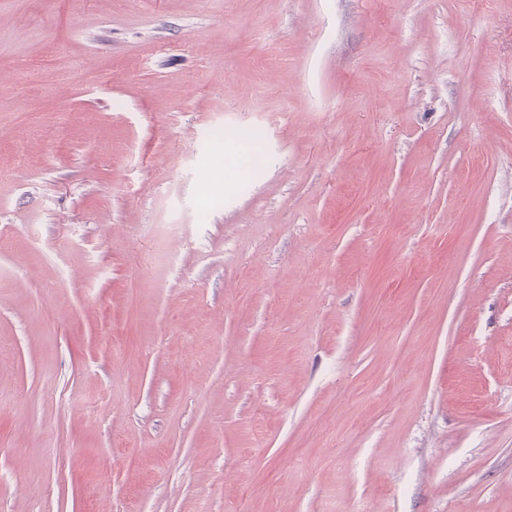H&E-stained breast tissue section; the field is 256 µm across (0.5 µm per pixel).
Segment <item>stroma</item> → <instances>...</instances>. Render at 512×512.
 Masks as SVG:
<instances>
[{
	"label": "stroma",
	"mask_w": 512,
	"mask_h": 512,
	"mask_svg": "<svg viewBox=\"0 0 512 512\" xmlns=\"http://www.w3.org/2000/svg\"><path fill=\"white\" fill-rule=\"evenodd\" d=\"M0 395V512H512V0H0Z\"/></svg>",
	"instance_id": "35a3bbf8"
}]
</instances>
